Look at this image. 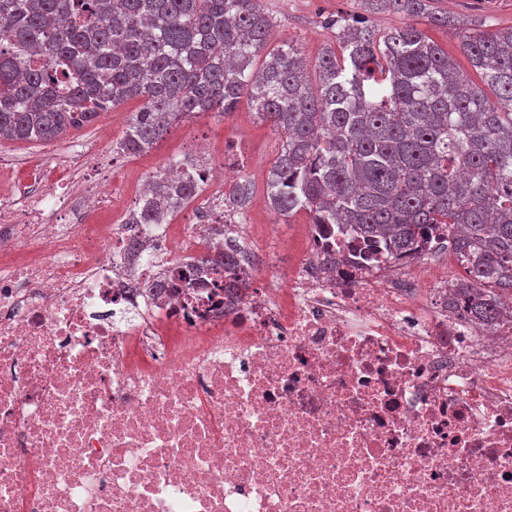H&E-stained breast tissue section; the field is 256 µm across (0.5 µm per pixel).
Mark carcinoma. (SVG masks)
Masks as SVG:
<instances>
[{
  "label": "carcinoma",
  "instance_id": "carcinoma-1",
  "mask_svg": "<svg viewBox=\"0 0 512 512\" xmlns=\"http://www.w3.org/2000/svg\"><path fill=\"white\" fill-rule=\"evenodd\" d=\"M327 22L335 40L314 71L298 48L269 44L261 0H0V137L50 141L142 102L117 143L146 153L197 115L242 97L282 134L267 196L289 219L350 224L363 254H402L446 225L466 274L456 302L494 326L512 296V28L488 30L431 9L433 0H359ZM408 23L381 31L372 14ZM451 29L494 98L414 21ZM172 159L134 212L160 224L199 197L204 175ZM251 195L234 185L224 206ZM244 254L224 234L215 259Z\"/></svg>",
  "mask_w": 512,
  "mask_h": 512
}]
</instances>
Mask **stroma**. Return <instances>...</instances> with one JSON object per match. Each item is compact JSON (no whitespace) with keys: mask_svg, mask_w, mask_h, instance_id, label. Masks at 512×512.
Returning a JSON list of instances; mask_svg holds the SVG:
<instances>
[{"mask_svg":"<svg viewBox=\"0 0 512 512\" xmlns=\"http://www.w3.org/2000/svg\"><path fill=\"white\" fill-rule=\"evenodd\" d=\"M262 4L274 18L273 45L293 44L311 64L333 38L323 23L324 18L340 11L351 14L359 9L357 0H262ZM435 6L437 10L482 24L490 30L512 27V0H436ZM140 106L139 100L128 101L102 114L97 123L68 130L57 140L44 144L8 142L6 148L14 158L10 170L12 180H26L27 160L47 148L56 152L51 161L55 181H64L71 154L96 137L103 125L111 126L113 139H121L132 113ZM197 138L205 141L213 163H221L228 154H236L240 161L239 178L250 180L253 186L247 214L255 226L256 239L281 262L290 261L294 250L305 242L309 217L302 211L287 222L275 219L266 194V182L270 163L280 148L281 136L270 124L258 121L245 100L226 116L205 114L180 123L149 152L115 155L107 149L92 159L95 173L102 175L113 171L112 183L116 190L114 212L96 216V223H114L118 212L132 204L137 183L161 170L170 159L189 153Z\"/></svg>","mask_w":512,"mask_h":512,"instance_id":"stroma-1","label":"stroma"}]
</instances>
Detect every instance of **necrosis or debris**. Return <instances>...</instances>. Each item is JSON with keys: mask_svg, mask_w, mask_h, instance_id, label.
Masks as SVG:
<instances>
[{"mask_svg": "<svg viewBox=\"0 0 512 512\" xmlns=\"http://www.w3.org/2000/svg\"><path fill=\"white\" fill-rule=\"evenodd\" d=\"M192 154L189 225L90 224L88 174L0 193V512H512V327L449 307L447 236L311 224L283 272Z\"/></svg>", "mask_w": 512, "mask_h": 512, "instance_id": "obj_1", "label": "necrosis or debris"}]
</instances>
